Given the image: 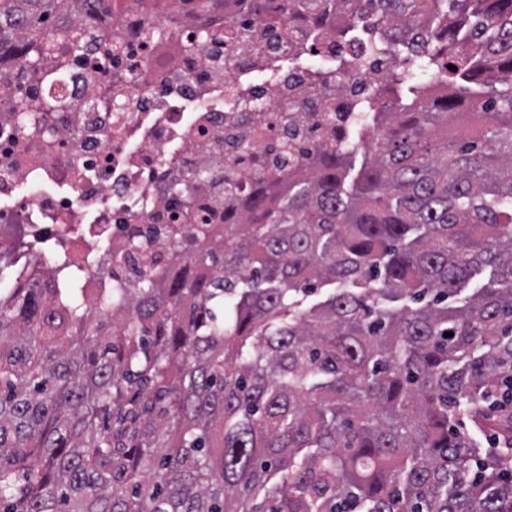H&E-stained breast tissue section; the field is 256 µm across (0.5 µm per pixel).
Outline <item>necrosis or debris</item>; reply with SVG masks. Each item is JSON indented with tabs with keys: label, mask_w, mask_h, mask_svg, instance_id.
I'll return each mask as SVG.
<instances>
[{
	"label": "necrosis or debris",
	"mask_w": 512,
	"mask_h": 512,
	"mask_svg": "<svg viewBox=\"0 0 512 512\" xmlns=\"http://www.w3.org/2000/svg\"><path fill=\"white\" fill-rule=\"evenodd\" d=\"M257 0H58L51 33L26 14L0 46V258L16 278L54 284L60 264L109 290L136 269L172 267L156 245L109 264L129 238L195 224L218 184L279 174L345 145L384 99L396 59L374 14L344 31ZM162 38L144 37L146 27ZM236 31L226 41V31ZM350 68L340 70L336 58Z\"/></svg>",
	"instance_id": "obj_1"
}]
</instances>
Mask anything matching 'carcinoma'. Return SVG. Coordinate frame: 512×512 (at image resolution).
I'll return each instance as SVG.
<instances>
[{"label":"carcinoma","mask_w":512,"mask_h":512,"mask_svg":"<svg viewBox=\"0 0 512 512\" xmlns=\"http://www.w3.org/2000/svg\"><path fill=\"white\" fill-rule=\"evenodd\" d=\"M363 7L398 67L357 139L224 180L171 272L0 288V512H512L460 427L512 382V0H284ZM463 84L484 132L451 140Z\"/></svg>","instance_id":"carcinoma-1"}]
</instances>
